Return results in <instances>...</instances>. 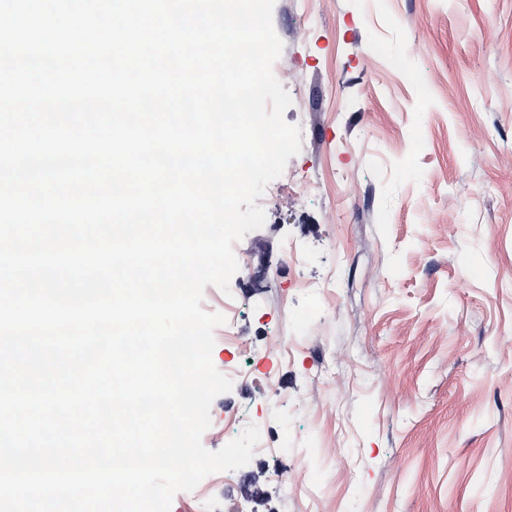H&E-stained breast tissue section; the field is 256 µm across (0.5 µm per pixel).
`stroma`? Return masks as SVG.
Returning <instances> with one entry per match:
<instances>
[{"label":"stroma","instance_id":"35a3bbf8","mask_svg":"<svg viewBox=\"0 0 512 512\" xmlns=\"http://www.w3.org/2000/svg\"><path fill=\"white\" fill-rule=\"evenodd\" d=\"M301 151L202 307L275 512H512V0H275ZM303 254L288 260L289 247ZM171 512H241L223 473Z\"/></svg>","mask_w":512,"mask_h":512}]
</instances>
